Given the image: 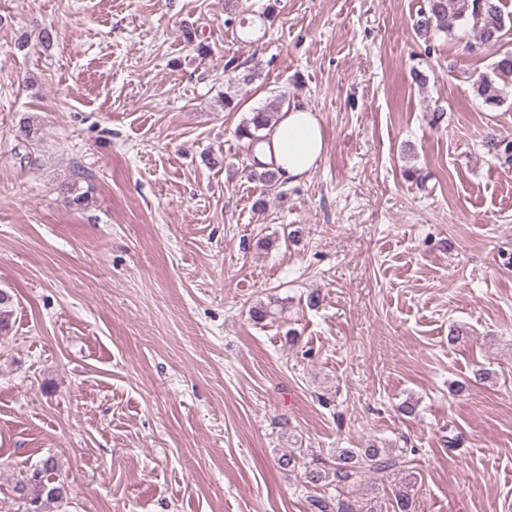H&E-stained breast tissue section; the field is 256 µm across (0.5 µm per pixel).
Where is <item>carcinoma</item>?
I'll return each instance as SVG.
<instances>
[{
	"label": "carcinoma",
	"mask_w": 512,
	"mask_h": 512,
	"mask_svg": "<svg viewBox=\"0 0 512 512\" xmlns=\"http://www.w3.org/2000/svg\"><path fill=\"white\" fill-rule=\"evenodd\" d=\"M224 12L226 30L234 32L244 27L246 18L239 9V0H224ZM413 27L425 39L432 32L452 36L456 29L468 28L475 37V43L468 45V49L493 48L500 46L512 31V17L504 14L501 0H424ZM224 71L238 73V80L244 84L253 80L252 72L243 69V63L234 56L224 61ZM472 87L484 104L491 108L505 103L512 89V51L497 53L491 73L478 76ZM278 109L279 105L272 103L251 112L250 118L237 127V139L247 141L251 147L256 146L264 140L262 132L273 126L272 114ZM484 148L495 159L512 162V140L492 134L486 137ZM13 307V295L0 289V334L12 327ZM402 464L403 453L392 448L375 444L366 448H343L332 464L325 463L311 470L307 479L315 486L323 483L337 488L356 479L362 468L387 472ZM57 471V462L48 457L16 482L14 492L24 503V512H47L50 505L63 500L64 486L56 478Z\"/></svg>",
	"instance_id": "1"
}]
</instances>
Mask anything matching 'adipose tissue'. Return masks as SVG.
<instances>
[{"label": "adipose tissue", "instance_id": "1", "mask_svg": "<svg viewBox=\"0 0 512 512\" xmlns=\"http://www.w3.org/2000/svg\"><path fill=\"white\" fill-rule=\"evenodd\" d=\"M325 139L316 112L296 106L282 113L257 151L259 162L278 167L282 177L299 179L321 160Z\"/></svg>", "mask_w": 512, "mask_h": 512}]
</instances>
